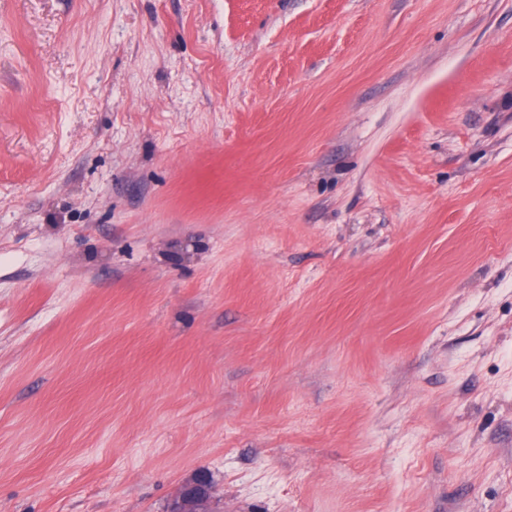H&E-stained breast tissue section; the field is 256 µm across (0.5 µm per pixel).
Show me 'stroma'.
Masks as SVG:
<instances>
[{
	"label": "stroma",
	"instance_id": "35a3bbf8",
	"mask_svg": "<svg viewBox=\"0 0 512 512\" xmlns=\"http://www.w3.org/2000/svg\"><path fill=\"white\" fill-rule=\"evenodd\" d=\"M512 512V0H0V512ZM207 487L204 479H196L190 485L185 486L174 499L169 512H196L200 499L206 496Z\"/></svg>",
	"mask_w": 512,
	"mask_h": 512
}]
</instances>
